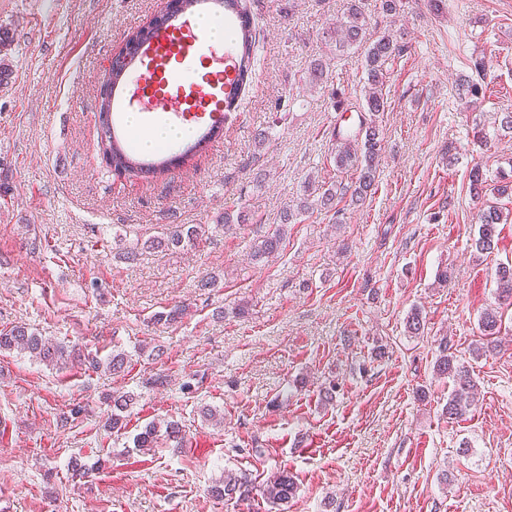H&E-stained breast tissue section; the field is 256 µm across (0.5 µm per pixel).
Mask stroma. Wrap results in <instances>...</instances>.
Listing matches in <instances>:
<instances>
[{
  "mask_svg": "<svg viewBox=\"0 0 512 512\" xmlns=\"http://www.w3.org/2000/svg\"><path fill=\"white\" fill-rule=\"evenodd\" d=\"M165 2L0 0L14 37L0 84V328L24 323L101 359L128 355L114 374L0 353V512H268L262 495L217 502L208 488L227 469L261 482L280 468L299 484L287 512H512V310L500 354L472 362L480 399L466 420L443 419L453 382L433 372L435 339L467 351L495 302L493 269L512 262V222L494 252L476 251L484 201L469 181L477 165L491 181L512 176V139L494 125L512 112V0H403L393 17L363 0L367 40L409 47L385 86L377 190L341 219L300 216L260 263L253 241L305 180H351L333 156L339 124L358 120L360 53L332 73L345 112L330 88L300 81L312 58L332 55L324 33L349 0H249L255 73L223 137L162 179L120 178L100 151L99 94L113 55ZM478 56L493 60L491 85L468 105L457 80ZM280 101L290 112L276 126ZM241 207L253 223L220 227ZM172 224L209 232L118 257V236L160 237ZM210 272L217 286L199 287ZM243 301L249 313L236 316ZM181 303L180 323L154 321ZM416 308L421 336L405 328ZM156 373L166 385L142 388ZM125 391L137 399L117 437L102 426L104 396ZM204 405L223 412L222 426L201 418ZM168 418L185 425L184 447L136 451L143 427ZM75 457L99 474L68 481Z\"/></svg>",
  "mask_w": 512,
  "mask_h": 512,
  "instance_id": "35a3bbf8",
  "label": "stroma"
}]
</instances>
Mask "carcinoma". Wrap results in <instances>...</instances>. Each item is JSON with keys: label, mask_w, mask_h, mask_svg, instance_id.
<instances>
[{"label": "carcinoma", "mask_w": 512, "mask_h": 512, "mask_svg": "<svg viewBox=\"0 0 512 512\" xmlns=\"http://www.w3.org/2000/svg\"><path fill=\"white\" fill-rule=\"evenodd\" d=\"M224 11L239 15L244 22L243 29L235 33L242 41L243 53L241 69L238 74L236 89L231 106L238 107L241 91L250 84L254 71L256 34L251 17L247 11L246 0H222ZM368 19L362 9L361 0H351L350 7L344 16L337 20L329 29L328 39L335 44L336 55L347 51L362 54L366 80L362 88L363 104L358 130L336 131V152L334 163L340 172H354V178L347 185L332 183L328 187H317L313 182H307L303 197L295 209H285L281 215V224L271 233L263 236L251 245L252 259L261 261L277 254L285 241V227L296 222L297 216L314 209L331 211L342 200H348L351 205H362L367 197L372 195L377 184L378 163L384 150V133L380 129V113L387 108L385 92L388 66L396 59L407 54L409 46L389 36H380L371 43L365 41ZM491 64L486 57L481 56L472 60L471 69L475 76H466L459 80V95L464 100H477L486 95L489 83L486 82ZM331 59L318 57L309 62L304 71L303 81L313 86H327L330 77ZM167 148L159 147L150 160L141 158V153L134 144L126 142L119 148L112 149V162L116 169L127 171L130 175L144 178H160L167 171L160 168L166 161ZM471 191L480 197L485 192L500 197H512V182L501 180L491 186L481 166L477 165L471 172ZM512 219V213L503 210L496 203H488L480 213V227L475 248L480 252L491 253L498 245V226ZM203 236L202 225H175L169 235L156 237L132 246L121 248L120 256L125 260H133L139 250L169 251L180 247L184 241H194ZM496 294L499 303L512 305V265L500 264L494 272ZM188 306L174 305L156 315V320L173 324L179 322L186 314ZM481 341L469 348V354L479 358L495 352L499 347L498 338L502 329V315L497 307L484 310L479 322ZM19 351L52 363L60 368H85L97 372L101 369L109 372H119L126 365V355L112 353L108 361L103 362L98 357L84 353L76 344L67 345L55 343L41 336L23 324L0 329V352ZM438 375L450 376L455 384V390L443 407V416L454 422L465 417L475 406L478 395L470 362L456 354L448 345V337L442 336L437 340V355L434 365ZM112 406L111 413L103 422V427L110 432H119L125 428L124 412L136 400L134 392L105 397ZM180 447L185 438V429L178 420H167L163 423L147 424L135 439V447L151 448L159 437ZM298 484L294 476L287 470L272 473L266 480L262 495L272 512H284V505L296 495ZM255 490V479L252 474L240 470L226 471L224 477L215 481L210 487V494L216 499H235L239 502L252 498Z\"/></svg>", "instance_id": "carcinoma-1"}]
</instances>
